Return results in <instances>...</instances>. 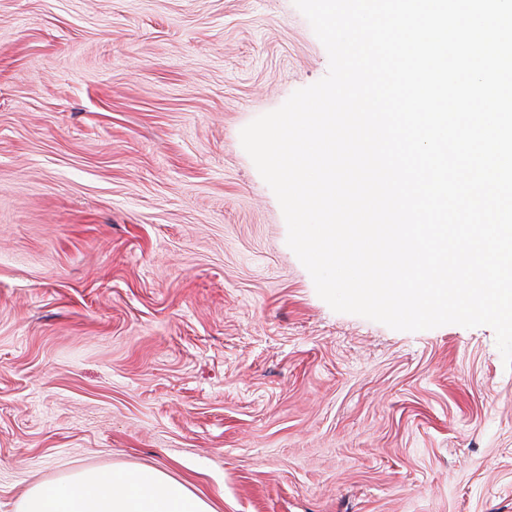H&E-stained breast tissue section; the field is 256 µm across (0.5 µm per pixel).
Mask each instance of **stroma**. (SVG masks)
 Returning a JSON list of instances; mask_svg holds the SVG:
<instances>
[{
  "label": "stroma",
  "mask_w": 512,
  "mask_h": 512,
  "mask_svg": "<svg viewBox=\"0 0 512 512\" xmlns=\"http://www.w3.org/2000/svg\"><path fill=\"white\" fill-rule=\"evenodd\" d=\"M328 68L293 0H0V512L84 467L214 512H512L493 329L333 311L242 147Z\"/></svg>",
  "instance_id": "1"
}]
</instances>
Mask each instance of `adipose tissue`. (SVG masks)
<instances>
[{
	"instance_id": "ef3b65f1",
	"label": "adipose tissue",
	"mask_w": 512,
	"mask_h": 512,
	"mask_svg": "<svg viewBox=\"0 0 512 512\" xmlns=\"http://www.w3.org/2000/svg\"><path fill=\"white\" fill-rule=\"evenodd\" d=\"M15 512H213L203 499L159 468L83 469L49 485H35Z\"/></svg>"
}]
</instances>
